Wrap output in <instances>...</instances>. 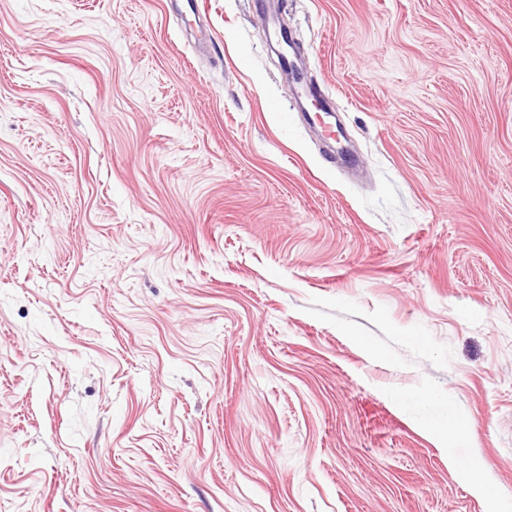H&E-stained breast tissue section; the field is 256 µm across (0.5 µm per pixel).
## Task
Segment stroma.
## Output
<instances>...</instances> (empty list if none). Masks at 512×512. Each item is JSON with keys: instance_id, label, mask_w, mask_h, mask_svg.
<instances>
[{"instance_id": "obj_1", "label": "stroma", "mask_w": 512, "mask_h": 512, "mask_svg": "<svg viewBox=\"0 0 512 512\" xmlns=\"http://www.w3.org/2000/svg\"><path fill=\"white\" fill-rule=\"evenodd\" d=\"M203 3L0 0V512H512V0ZM425 401L436 404L441 407L439 412L430 419V426L434 432L444 438H453L459 429V421L453 408L448 404L441 405L440 400L432 396H422Z\"/></svg>"}]
</instances>
